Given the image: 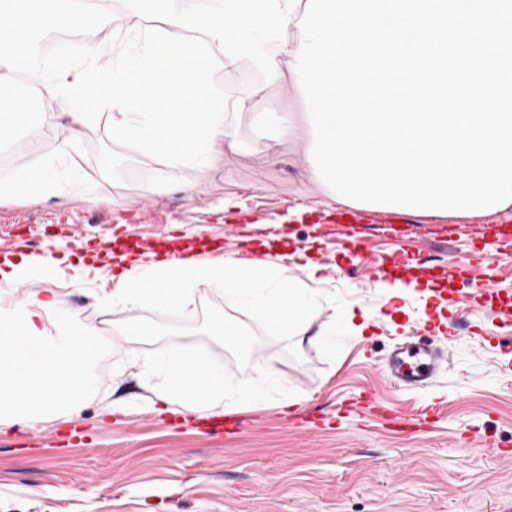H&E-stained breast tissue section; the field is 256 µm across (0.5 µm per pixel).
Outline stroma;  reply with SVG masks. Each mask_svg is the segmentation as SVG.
Wrapping results in <instances>:
<instances>
[{"instance_id": "35a3bbf8", "label": "stroma", "mask_w": 512, "mask_h": 512, "mask_svg": "<svg viewBox=\"0 0 512 512\" xmlns=\"http://www.w3.org/2000/svg\"><path fill=\"white\" fill-rule=\"evenodd\" d=\"M243 64L218 82L251 103L235 118L243 150L213 169L180 172L168 192L150 195L138 172L166 165L127 155V182L104 179L94 155H74L97 184L40 199L0 201V261L30 252L95 258L101 277L73 286L67 276L38 285L57 295L85 324L100 327L98 354L87 364L94 394L69 421L0 424V512H512V350L484 333L512 336V259L489 262L497 228L512 209L489 216L448 217L365 211L330 200L292 146L258 135L265 110L299 111L296 96L255 82ZM237 209L225 208V200ZM354 228H347V220ZM180 255L199 248L287 258L289 275L305 279L302 254L332 265L305 336H285L262 316L230 301L187 318L151 305L139 312L155 328L139 341L120 333L100 296L111 292L113 253L141 241ZM426 251L401 273L413 293L388 297L382 282L396 249ZM484 269L478 286L459 256ZM379 275L363 281L360 265ZM450 308L458 331L451 365L433 386L395 387L381 367L389 345L424 326L423 298ZM363 313L350 329L346 309ZM217 318L243 327L251 347L237 351L210 336ZM335 327L333 346L317 333ZM178 349L210 357L233 383L281 371L269 402L239 408L236 433L197 430L192 417L173 425L154 410L152 379L133 361ZM293 397L281 407L284 397ZM377 402L409 419L432 413L427 434L392 432L371 415Z\"/></svg>"}]
</instances>
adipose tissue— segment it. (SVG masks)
I'll return each instance as SVG.
<instances>
[{"instance_id": "ef3b65f1", "label": "adipose tissue", "mask_w": 512, "mask_h": 512, "mask_svg": "<svg viewBox=\"0 0 512 512\" xmlns=\"http://www.w3.org/2000/svg\"><path fill=\"white\" fill-rule=\"evenodd\" d=\"M59 270V259L50 255L24 256L0 268L1 285L32 288L23 302L0 304V423L68 420L95 390L84 365L97 328L82 325L60 299L40 297L34 290ZM323 270V265L310 264L302 282L274 263L234 266L221 256L165 259L145 251L124 263L111 294L100 303L122 314L121 333L131 339L149 333L134 308L182 309L201 290L258 311L284 335L301 336L316 306L312 283ZM144 367L156 378L152 391L162 411L174 414H221L263 402L276 383L269 371L263 381L231 385L223 365L176 351L154 356Z\"/></svg>"}]
</instances>
